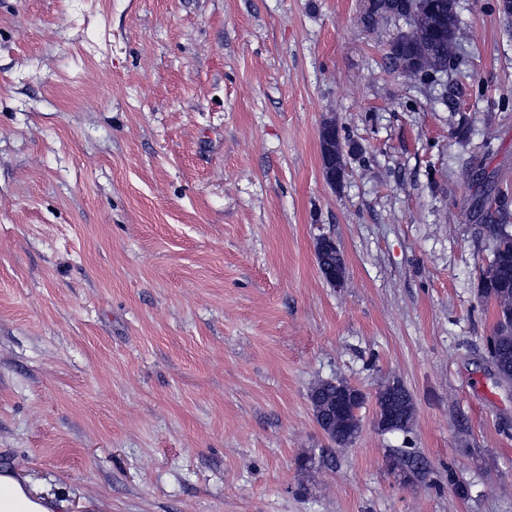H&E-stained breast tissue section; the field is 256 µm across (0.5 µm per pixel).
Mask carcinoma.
Returning a JSON list of instances; mask_svg holds the SVG:
<instances>
[{
	"label": "carcinoma",
	"mask_w": 512,
	"mask_h": 512,
	"mask_svg": "<svg viewBox=\"0 0 512 512\" xmlns=\"http://www.w3.org/2000/svg\"><path fill=\"white\" fill-rule=\"evenodd\" d=\"M403 20L406 29L399 32L386 53V65L394 73L401 65L411 63L417 72L430 78L448 70L463 39V28L456 0H369L362 22L368 28L388 19ZM482 233L492 242V258L480 274V297L496 306V322L485 346L499 380L512 382V219L506 214L486 213ZM321 270L340 268L345 264L330 250L316 251ZM350 392V406L360 408L365 395L339 380L322 381L310 391V404L315 421L331 431L339 446L352 443L358 425L346 423L332 410L336 395ZM390 470L409 481H424L427 473L417 471L412 451L399 448L387 457Z\"/></svg>",
	"instance_id": "obj_1"
}]
</instances>
